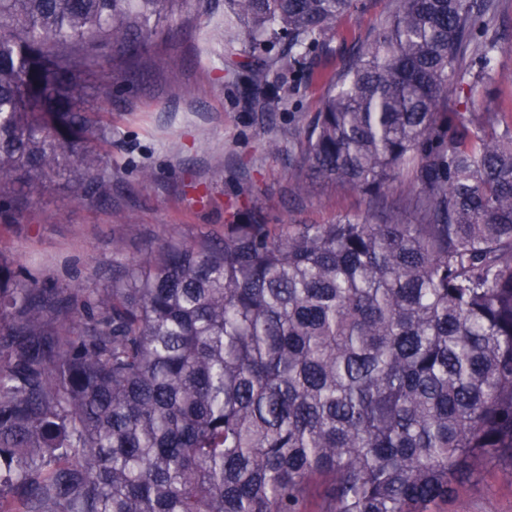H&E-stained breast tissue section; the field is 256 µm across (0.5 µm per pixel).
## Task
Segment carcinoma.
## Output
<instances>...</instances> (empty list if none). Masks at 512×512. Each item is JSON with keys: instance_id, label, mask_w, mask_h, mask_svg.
I'll return each instance as SVG.
<instances>
[{"instance_id": "cac0c4a2", "label": "carcinoma", "mask_w": 512, "mask_h": 512, "mask_svg": "<svg viewBox=\"0 0 512 512\" xmlns=\"http://www.w3.org/2000/svg\"><path fill=\"white\" fill-rule=\"evenodd\" d=\"M297 131L293 193L347 188L380 223L170 237L89 285L0 254V512H432L512 479V125L440 111L495 81L496 0H397ZM256 90L296 88L360 0H228ZM183 0H0V224L64 180L112 197V100ZM471 59H466L467 51ZM414 181L396 201L403 170Z\"/></svg>"}]
</instances>
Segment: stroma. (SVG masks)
I'll list each match as a JSON object with an SVG mask.
<instances>
[{
  "instance_id": "stroma-1",
  "label": "stroma",
  "mask_w": 512,
  "mask_h": 512,
  "mask_svg": "<svg viewBox=\"0 0 512 512\" xmlns=\"http://www.w3.org/2000/svg\"><path fill=\"white\" fill-rule=\"evenodd\" d=\"M395 3L363 0L361 10L338 18L330 54L315 62L322 79L280 104L253 93L232 68L224 0H186L134 64L102 62L112 99L94 105L112 115L111 201H81L53 186L14 223L0 224V249L50 280L83 283L111 270L116 237L136 252L171 234L191 241L220 232L256 209L271 224H333L347 214L380 221V209L357 191L295 196L288 161L299 153L297 126L314 117L328 91L325 76L378 34ZM493 28L490 66L512 75V0H498ZM274 138L280 151L267 146ZM440 512H512V479L487 465Z\"/></svg>"
}]
</instances>
